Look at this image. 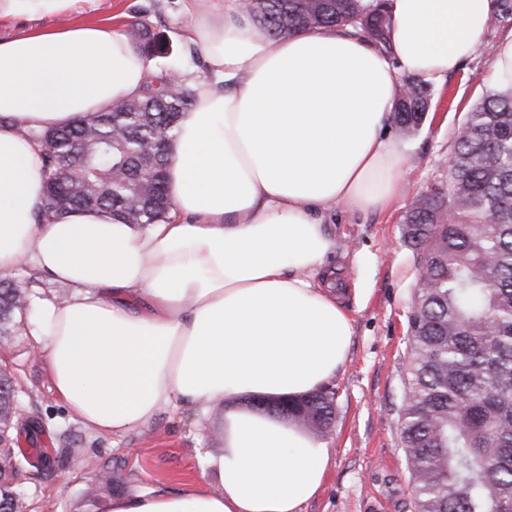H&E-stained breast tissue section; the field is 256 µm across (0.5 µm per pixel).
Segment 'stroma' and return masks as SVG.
<instances>
[{"instance_id": "35a3bbf8", "label": "stroma", "mask_w": 512, "mask_h": 512, "mask_svg": "<svg viewBox=\"0 0 512 512\" xmlns=\"http://www.w3.org/2000/svg\"><path fill=\"white\" fill-rule=\"evenodd\" d=\"M496 2V21L483 46L456 73L434 82L425 122L400 141L409 161L401 201L383 213L343 216L330 227L336 251L329 264L352 316L353 336L347 362L329 387L335 413L323 435L332 451L327 482L302 512H415L400 407L410 360L407 315L419 267L418 253L404 237V215L426 186L447 183L461 125L494 90L493 55L498 42L512 35V0ZM82 21L112 23L127 32L135 23H148L170 38L172 59L190 77L208 76L199 49L180 31L183 0H75L58 15L0 19V39ZM359 253L369 255L367 265L354 263ZM16 320V335L0 350V367H7L22 388L18 414L25 427L13 437L27 512H104L114 496L174 490L198 480L206 457L223 454L220 407L201 416L176 403L148 426L121 437L94 433L72 420L51 390L45 364L33 355L31 310ZM97 468L111 473L112 485L92 503L85 493Z\"/></svg>"}]
</instances>
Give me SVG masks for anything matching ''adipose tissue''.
Returning a JSON list of instances; mask_svg holds the SVG:
<instances>
[{
  "label": "adipose tissue",
  "mask_w": 512,
  "mask_h": 512,
  "mask_svg": "<svg viewBox=\"0 0 512 512\" xmlns=\"http://www.w3.org/2000/svg\"><path fill=\"white\" fill-rule=\"evenodd\" d=\"M212 75L168 153L165 222L44 208L36 132L138 97L154 62L109 23L0 40V272L27 266L36 353L70 418L100 434L174 402L224 405L216 486L112 498L106 512H301L325 440L250 400L322 391L353 321L326 279L340 213L389 210L407 167L390 134L405 78L442 79L483 44L494 0H389L391 55L354 31L263 33L240 0H184Z\"/></svg>",
  "instance_id": "obj_1"
}]
</instances>
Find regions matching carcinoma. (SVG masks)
I'll use <instances>...</instances> for the list:
<instances>
[{
    "label": "carcinoma",
    "mask_w": 512,
    "mask_h": 512,
    "mask_svg": "<svg viewBox=\"0 0 512 512\" xmlns=\"http://www.w3.org/2000/svg\"><path fill=\"white\" fill-rule=\"evenodd\" d=\"M274 38L309 28H350L391 53L390 19L379 0H254L247 8ZM137 48L161 59L137 98L88 123L32 133L42 143L46 208L105 211L129 224L163 221L171 206L167 146L194 105L192 89L169 86L167 39L141 23ZM392 124L404 137L423 125L431 83L406 80ZM457 137L448 192L431 185L406 210L405 238L417 249L431 288H417L408 317L410 361L401 414L415 512H512V92L491 93L468 113ZM67 170L82 174L64 183ZM25 308L21 289L0 280V338ZM304 425L329 429L334 398L307 396ZM14 382L0 373V419L17 422ZM13 448H0V512L24 509Z\"/></svg>",
    "instance_id": "cac0c4a2"
}]
</instances>
